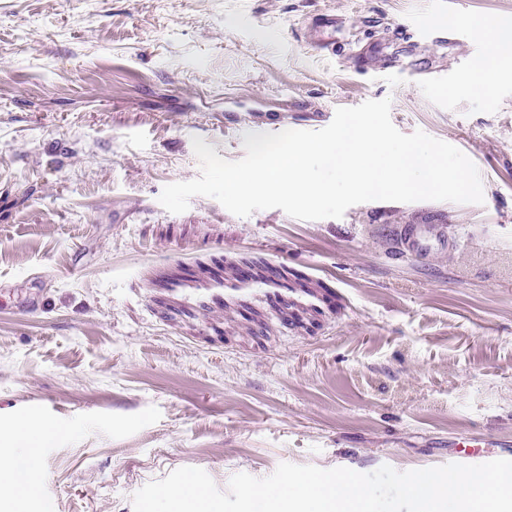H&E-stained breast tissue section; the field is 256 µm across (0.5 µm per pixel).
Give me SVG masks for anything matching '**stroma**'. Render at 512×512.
<instances>
[{
    "instance_id": "obj_1",
    "label": "stroma",
    "mask_w": 512,
    "mask_h": 512,
    "mask_svg": "<svg viewBox=\"0 0 512 512\" xmlns=\"http://www.w3.org/2000/svg\"><path fill=\"white\" fill-rule=\"evenodd\" d=\"M320 14L349 38L318 49ZM440 14L478 30L512 0H0V453L59 430L29 512H133L187 466L224 491L512 441V69L468 70L483 39L405 37ZM385 98L473 161L483 203L159 202L199 176L193 138L236 161L245 133ZM432 218L455 247L397 256L396 226Z\"/></svg>"
}]
</instances>
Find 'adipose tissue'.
Returning <instances> with one entry per match:
<instances>
[{
  "label": "adipose tissue",
  "mask_w": 512,
  "mask_h": 512,
  "mask_svg": "<svg viewBox=\"0 0 512 512\" xmlns=\"http://www.w3.org/2000/svg\"><path fill=\"white\" fill-rule=\"evenodd\" d=\"M56 433V427L48 423L19 427L15 432L17 448L8 455H0V487L7 491L10 512H27L33 497L38 450Z\"/></svg>",
  "instance_id": "obj_1"
}]
</instances>
